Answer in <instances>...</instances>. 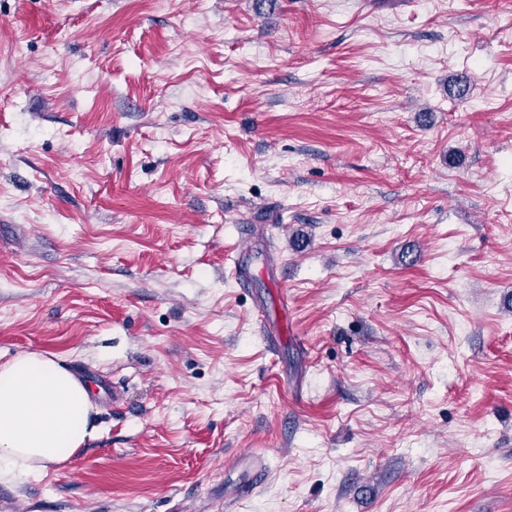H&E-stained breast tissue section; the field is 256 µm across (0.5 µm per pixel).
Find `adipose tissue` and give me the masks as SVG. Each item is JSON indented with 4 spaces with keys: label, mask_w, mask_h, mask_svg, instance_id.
<instances>
[{
    "label": "adipose tissue",
    "mask_w": 512,
    "mask_h": 512,
    "mask_svg": "<svg viewBox=\"0 0 512 512\" xmlns=\"http://www.w3.org/2000/svg\"><path fill=\"white\" fill-rule=\"evenodd\" d=\"M89 387L53 356L0 365V481L38 476L98 434Z\"/></svg>",
    "instance_id": "1"
}]
</instances>
